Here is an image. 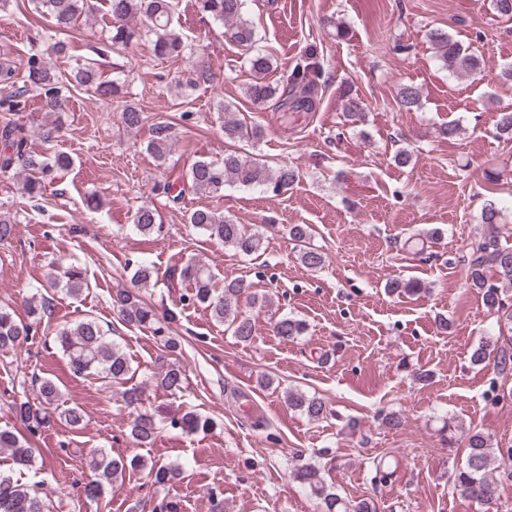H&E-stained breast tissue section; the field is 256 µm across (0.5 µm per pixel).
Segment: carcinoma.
Instances as JSON below:
<instances>
[{
  "label": "carcinoma",
  "instance_id": "obj_1",
  "mask_svg": "<svg viewBox=\"0 0 512 512\" xmlns=\"http://www.w3.org/2000/svg\"><path fill=\"white\" fill-rule=\"evenodd\" d=\"M110 25L102 42L96 49L97 55L105 56L112 52L120 55L130 45L147 40L153 47L154 56L161 59L179 58L189 55L197 57L193 77L187 85L205 84L211 81L210 67L205 60L206 46L193 43L176 30L173 21L172 0H106ZM34 9L49 17L50 27L45 34L48 49L55 55H63L68 45L62 39L77 23L80 17L93 15L98 7L96 0H33ZM198 10L213 21L222 24L225 36L244 51V64L248 67V82L244 94L255 105L269 104L276 112H312L318 95V73L307 64L297 68L289 82L279 85L270 79L271 58L257 48L258 34L252 21L246 17V0H197ZM432 49L441 67L449 74L465 76L472 80L482 75L481 62L469 53L452 35L442 30L429 34ZM15 70L0 65V110L18 112L27 104L31 94H36L43 108L48 112H65L67 92L70 86H84L94 94L105 97H118L122 93L124 81L115 78L101 79V74L88 63L62 77L50 66L41 53H33L27 60V68L22 85H17ZM399 107L407 112L420 103V91L412 84H404L397 93ZM343 111L353 123L364 121L363 103L357 96H346ZM126 130H134L144 121L143 112L133 104L125 105L120 115ZM218 119L224 131V139L232 142L258 141L263 130L250 125L240 113L223 104ZM147 150L158 160H166L171 152V126L159 123ZM72 159L64 153L51 157L37 153L27 147L24 126L7 122L0 129V170L7 172L16 169L23 175L21 190L30 199L43 195L45 180L55 171L66 170ZM298 170L285 164L274 169L255 155H242L229 150L220 161L199 158L187 168L183 177L167 183L157 184V190L174 204L179 203L186 190L195 193H217L226 185L244 188H261L274 195L290 189L298 180ZM501 210L495 203L486 205L481 214L483 231L475 236L464 257L467 287L481 294L488 311L497 317L499 336L510 333L507 341H512V303L508 302L512 288V244L503 239L500 229ZM187 223L201 234L246 255L261 250L262 238L252 233L242 224L235 222L224 213L199 208L188 214ZM133 226L141 234H159L163 224L157 209L151 204L142 205L133 216ZM16 219L8 211H0V242L13 238ZM288 236L294 243L301 263L310 270H316L325 263V256L310 247L311 227L308 224H293ZM130 280L137 286L149 283L154 274L153 267L144 261H130ZM179 277L192 285L187 300L193 304L206 306L214 320L232 330L241 342H249L254 335V322L251 316L239 309L240 299L244 298L252 307L263 308L266 297L251 291L252 284L241 279L224 282L218 287L215 275L204 264L189 262L180 269ZM64 287L66 293L77 297L88 287L86 272L80 267L70 266L63 271V278L47 280L41 285L44 290ZM112 307L116 308L124 323L150 330L159 338L164 349L175 353L181 349L178 336H171L154 310L144 303L132 288H121L112 293ZM27 318H20L15 310L0 305V352L16 354L24 342L35 334L34 327L41 324L50 310V299L45 294L34 295L26 300ZM273 332L285 339H295L307 331L306 323L293 316L284 315L271 322ZM56 339L68 358L69 369L78 376H96L114 384H124L131 379V365L121 347L106 339L102 325L94 318L85 317L57 329ZM496 354L495 367L498 374L506 376L512 372V351L506 347H496L492 341H483L473 351L471 361L482 364L491 354ZM186 373L180 364L172 362L158 376L160 386L172 395L185 389ZM37 387V401L16 399L12 410L29 432L34 433L45 424L51 414H58L72 428L80 427L85 419L84 410L73 404L65 405L62 391L57 381L51 377L34 378ZM288 405L301 410L311 420L319 421L329 415L324 401L308 397L299 392H288ZM173 428L188 433L207 432L215 427L209 417L194 411H187L170 419ZM154 418L146 413H138L129 423V437L139 447L150 445L157 435ZM466 441L465 463L452 473L453 488L464 499L476 500L491 505L500 497L505 482H512V448H495L491 438L480 430L463 433ZM0 454H7L14 463L30 466L33 463L32 449L23 445L10 428H0ZM89 466L94 478L85 484L84 494L89 499H100L108 491L123 484L126 472L149 467L148 476L152 484L164 486L179 475V470L171 465L151 464L134 456L129 460L114 458L101 449L88 452ZM296 477L308 485L322 500L326 512H370L368 504L361 501H347L322 485L319 470L313 466L298 469ZM0 512H50L39 496L37 485L22 483L7 472L0 470Z\"/></svg>",
  "mask_w": 512,
  "mask_h": 512
}]
</instances>
